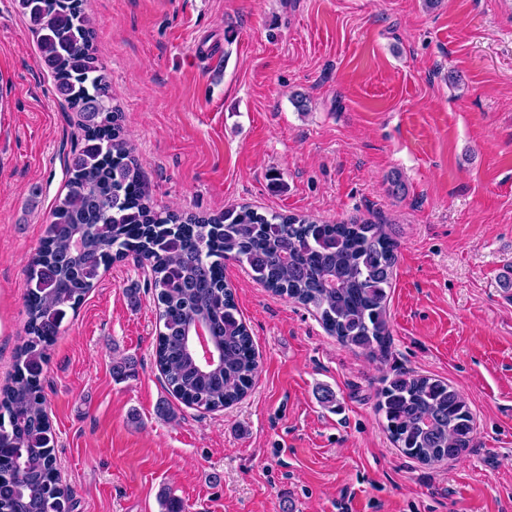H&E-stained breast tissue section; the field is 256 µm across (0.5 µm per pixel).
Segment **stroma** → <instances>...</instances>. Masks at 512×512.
<instances>
[{
    "mask_svg": "<svg viewBox=\"0 0 512 512\" xmlns=\"http://www.w3.org/2000/svg\"><path fill=\"white\" fill-rule=\"evenodd\" d=\"M84 8L155 209L375 217L398 248L392 336L373 357L226 260L260 368L215 412L167 391L149 270L112 264L41 376L73 512H164L166 492L185 512H512V0ZM79 146L35 33L0 0V386L25 336L27 263ZM405 372L464 395L476 431L460 459L395 448L377 393Z\"/></svg>",
    "mask_w": 512,
    "mask_h": 512,
    "instance_id": "stroma-1",
    "label": "stroma"
}]
</instances>
